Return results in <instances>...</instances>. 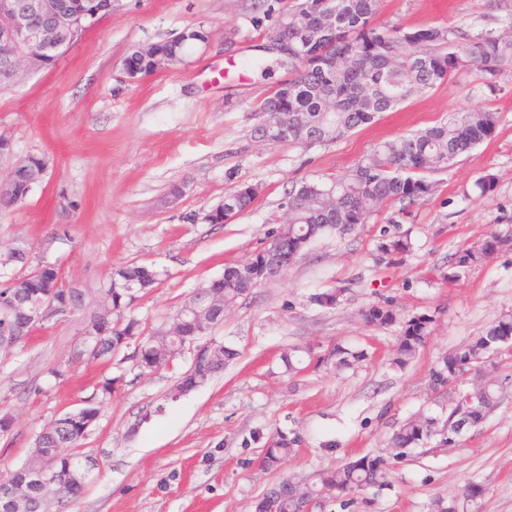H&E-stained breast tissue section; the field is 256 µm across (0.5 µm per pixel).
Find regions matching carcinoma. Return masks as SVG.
Returning a JSON list of instances; mask_svg holds the SVG:
<instances>
[{"label": "carcinoma", "mask_w": 512, "mask_h": 512, "mask_svg": "<svg viewBox=\"0 0 512 512\" xmlns=\"http://www.w3.org/2000/svg\"><path fill=\"white\" fill-rule=\"evenodd\" d=\"M329 7L335 13L336 34L319 42H310V34L322 28V18L309 0H301L268 33L270 39L288 40V66L294 69V77L260 105V111L268 115L263 126L269 129V142L305 143L306 130L299 124L298 116L306 114L321 123L319 143H333L371 123L379 114L393 110L413 92L432 89L450 79L457 71L458 54L466 55L493 77L512 67V43L491 33L473 40L456 28L411 31L398 24L381 27L374 23L379 0H330ZM328 101L332 104L329 112L325 111ZM495 127L493 112L478 110L452 115L422 131L378 144L367 161L341 177L291 189L287 200L288 222L271 230L266 245L248 261L224 267V275L208 283V287L223 291L222 303L208 308L192 300L186 302L171 324L148 334L138 320L125 318V311L131 309L140 294L155 287L157 271L144 264L114 269L97 288L96 304L84 321L83 330L91 335L97 350L80 346L74 358L110 360L129 349L128 358L143 374L167 367L185 349L200 344L203 337L224 322V310L233 307L255 287L254 274L268 253L279 252L281 264L286 268L316 238L333 232L350 234L359 225L368 223L381 208L411 203L428 195L433 185L426 174L448 169L456 158L490 137ZM257 193V187L242 184L228 193L227 198L233 200L235 213L239 214L251 207ZM511 247L512 237L491 233L480 246L457 250L450 258L444 278L456 280L461 272ZM378 251L379 261L393 265L410 252V242L401 236H391L384 229ZM28 265V252L24 248L0 255V272ZM129 283L138 284V288L133 291L126 288ZM8 288L23 293L33 308L48 295L63 303L73 298L60 269L53 265L45 266L41 276L34 280L27 279L25 274L1 280L0 307L6 304L4 295ZM346 291L344 286L330 288L313 295V301L331 308ZM361 318L376 328H386L396 321L386 301L363 309ZM426 323L424 318L407 322L396 346L397 363L414 358L424 346ZM511 332L512 314L506 313L469 344L437 360L430 369L429 383L433 390L448 393V415L441 422L434 417H423L400 425L391 438L392 447L399 449V458L434 439L443 442L444 428L452 429L460 421L467 422L471 429L478 427L500 404L502 386L493 379L486 380L481 396L470 401L468 376L479 360L512 351L496 343L497 337ZM212 346L213 356L194 364L193 373L201 385L237 357L235 349L222 343L214 342ZM362 357L363 353L336 343L320 353L311 347L300 349L298 354L286 355L282 361L288 371L297 373L312 364L331 363L344 368ZM98 415L99 407L86 405L81 408L78 421L42 436L45 447L58 450L60 475H65L67 468L78 462L74 450L83 447ZM300 442L297 435L277 434L266 443L263 465L276 467ZM394 472L395 465L385 464L378 456L364 455L322 473L317 482H305L303 487L307 499L319 501L323 508V491L352 498L369 488L389 486ZM12 484L24 486L30 501L36 504L41 501L39 487L30 481L25 470L17 468L0 479V486L7 488ZM296 484V480L286 478L269 488L253 503L254 512H301L302 499L295 493ZM483 495L480 485L471 483L465 490L464 503L473 512H480Z\"/></svg>", "instance_id": "cac0c4a2"}]
</instances>
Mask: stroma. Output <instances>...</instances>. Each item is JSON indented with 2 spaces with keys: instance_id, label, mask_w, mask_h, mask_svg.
<instances>
[{
  "instance_id": "stroma-1",
  "label": "stroma",
  "mask_w": 512,
  "mask_h": 512,
  "mask_svg": "<svg viewBox=\"0 0 512 512\" xmlns=\"http://www.w3.org/2000/svg\"><path fill=\"white\" fill-rule=\"evenodd\" d=\"M295 3L112 0L111 13L54 65L22 68L0 91V134L13 148L0 160V180L16 160L48 162L25 201L0 214V244L59 267L81 299L74 313L0 349V416L13 419L0 436V473L24 464L35 436L60 413L90 401L101 406L78 450L84 490L52 512H252L257 497L286 477L316 481L350 459L385 454L404 421L445 416L448 398L431 389L430 368L512 312V249L457 280L443 277L458 249L479 246L493 231L512 234V69L494 77L474 65L460 69L332 144L263 141L254 136L265 119L259 106L291 72L266 50L264 32ZM376 22L512 40V0H381ZM192 29L207 38L180 61L126 73L133 51ZM474 110L496 114L494 133L428 174L431 194L385 207L351 234L317 238L280 277L225 311L211 338L239 356L206 384L176 392L188 352L150 375L122 353L74 360L96 290L116 267L135 262L158 271V285L132 314L145 331L162 327L225 265L250 259L287 222L293 186L342 176L377 143ZM487 178L493 187L484 192L478 183ZM242 184L259 189L246 212L221 224L188 223ZM384 228L411 243L401 263L375 261ZM62 230L67 240H53ZM341 285L349 291L335 308L312 301ZM385 298L396 323L367 326L361 309ZM413 317L428 318L427 340L399 366L398 338ZM333 343L364 357L346 369L285 373L284 353ZM59 364L67 371L56 379L49 370ZM484 368L505 395L482 424L455 446L412 450L391 486L347 505L330 502L326 512H430L434 499L459 497L471 483L486 488L481 512H512V355ZM105 378L115 381L106 397L98 389ZM278 432L303 441L267 470L263 448Z\"/></svg>"
}]
</instances>
